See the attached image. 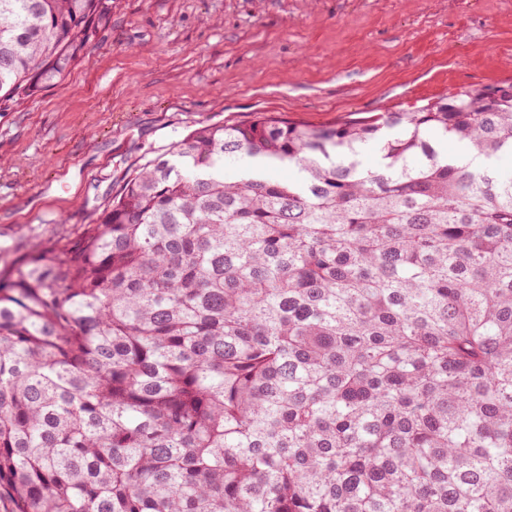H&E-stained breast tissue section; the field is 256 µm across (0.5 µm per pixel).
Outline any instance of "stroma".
Returning <instances> with one entry per match:
<instances>
[{
	"mask_svg": "<svg viewBox=\"0 0 512 512\" xmlns=\"http://www.w3.org/2000/svg\"><path fill=\"white\" fill-rule=\"evenodd\" d=\"M512 81V0H112L58 84L0 112V270L204 126L312 125Z\"/></svg>",
	"mask_w": 512,
	"mask_h": 512,
	"instance_id": "1",
	"label": "stroma"
}]
</instances>
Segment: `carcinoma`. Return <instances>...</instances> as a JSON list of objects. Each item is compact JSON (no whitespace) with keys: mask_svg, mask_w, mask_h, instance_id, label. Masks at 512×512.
<instances>
[{"mask_svg":"<svg viewBox=\"0 0 512 512\" xmlns=\"http://www.w3.org/2000/svg\"><path fill=\"white\" fill-rule=\"evenodd\" d=\"M111 20L112 0H0V104ZM449 139L512 155V82L202 127L21 256L0 490L19 512H512V172ZM240 158L259 174L225 177Z\"/></svg>","mask_w":512,"mask_h":512,"instance_id":"obj_1","label":"carcinoma"}]
</instances>
